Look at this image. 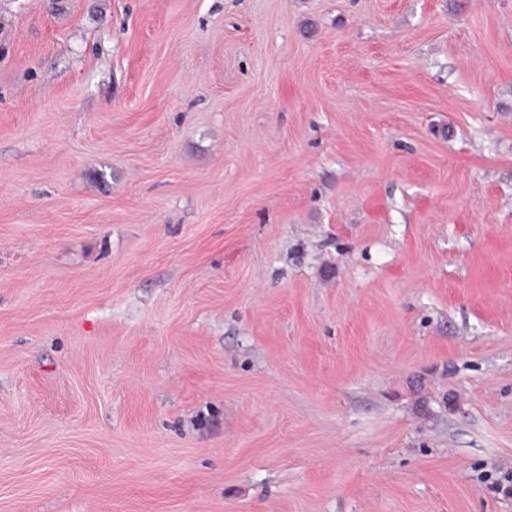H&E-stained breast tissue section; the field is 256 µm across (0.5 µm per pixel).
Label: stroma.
I'll list each match as a JSON object with an SVG mask.
<instances>
[{
	"mask_svg": "<svg viewBox=\"0 0 512 512\" xmlns=\"http://www.w3.org/2000/svg\"><path fill=\"white\" fill-rule=\"evenodd\" d=\"M512 0H0V512H512Z\"/></svg>",
	"mask_w": 512,
	"mask_h": 512,
	"instance_id": "1",
	"label": "stroma"
}]
</instances>
